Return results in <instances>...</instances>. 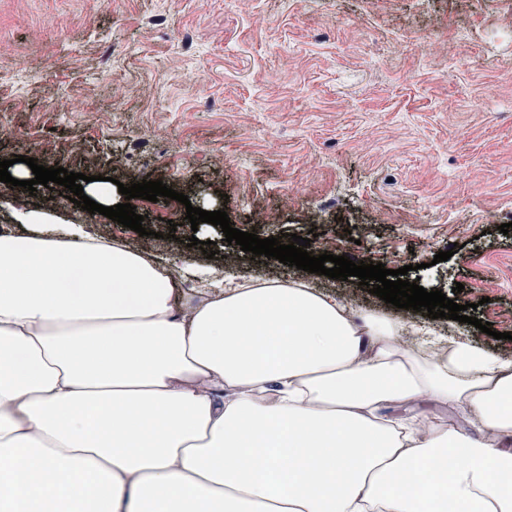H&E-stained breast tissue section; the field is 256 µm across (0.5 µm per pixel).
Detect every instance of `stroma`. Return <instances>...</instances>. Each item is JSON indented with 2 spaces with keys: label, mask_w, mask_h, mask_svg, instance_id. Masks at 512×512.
I'll return each mask as SVG.
<instances>
[{
  "label": "stroma",
  "mask_w": 512,
  "mask_h": 512,
  "mask_svg": "<svg viewBox=\"0 0 512 512\" xmlns=\"http://www.w3.org/2000/svg\"><path fill=\"white\" fill-rule=\"evenodd\" d=\"M21 155L187 195L132 201L146 229L176 223L157 252L181 299L223 287L192 268L230 254L235 278H305L357 314L512 357V0H0V160ZM61 190L0 183V226L44 208L139 244ZM190 205L262 239L310 237L313 255L408 267L468 320L251 257L191 228Z\"/></svg>",
  "instance_id": "obj_1"
}]
</instances>
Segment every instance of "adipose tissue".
Instances as JSON below:
<instances>
[{
  "instance_id": "ef3b65f1",
  "label": "adipose tissue",
  "mask_w": 512,
  "mask_h": 512,
  "mask_svg": "<svg viewBox=\"0 0 512 512\" xmlns=\"http://www.w3.org/2000/svg\"><path fill=\"white\" fill-rule=\"evenodd\" d=\"M17 222L0 233V512H512L493 479L512 471V357L303 280L184 305L156 253L45 210Z\"/></svg>"
}]
</instances>
